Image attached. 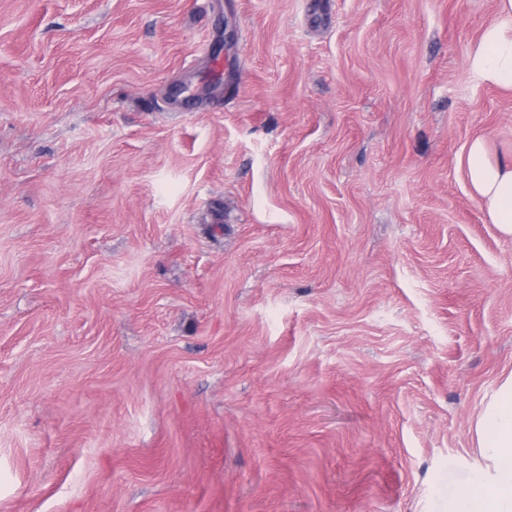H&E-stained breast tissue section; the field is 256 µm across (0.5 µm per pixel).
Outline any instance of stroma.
<instances>
[{"instance_id":"1","label":"stroma","mask_w":512,"mask_h":512,"mask_svg":"<svg viewBox=\"0 0 512 512\" xmlns=\"http://www.w3.org/2000/svg\"><path fill=\"white\" fill-rule=\"evenodd\" d=\"M496 0H0V512H448L490 480ZM473 194L482 202L492 224L512 237V157L492 162L482 139H474L458 159Z\"/></svg>"}]
</instances>
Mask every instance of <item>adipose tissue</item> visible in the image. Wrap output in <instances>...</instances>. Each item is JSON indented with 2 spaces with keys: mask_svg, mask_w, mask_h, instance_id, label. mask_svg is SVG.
I'll return each instance as SVG.
<instances>
[{
  "mask_svg": "<svg viewBox=\"0 0 512 512\" xmlns=\"http://www.w3.org/2000/svg\"><path fill=\"white\" fill-rule=\"evenodd\" d=\"M497 15V21L483 31L468 64L477 83L512 88V0H497ZM458 165L490 222L512 237V158L491 161L483 140L477 138ZM476 432L493 461L494 475L487 482L457 487L448 512H512V377L486 407Z\"/></svg>",
  "mask_w": 512,
  "mask_h": 512,
  "instance_id": "1",
  "label": "adipose tissue"
}]
</instances>
